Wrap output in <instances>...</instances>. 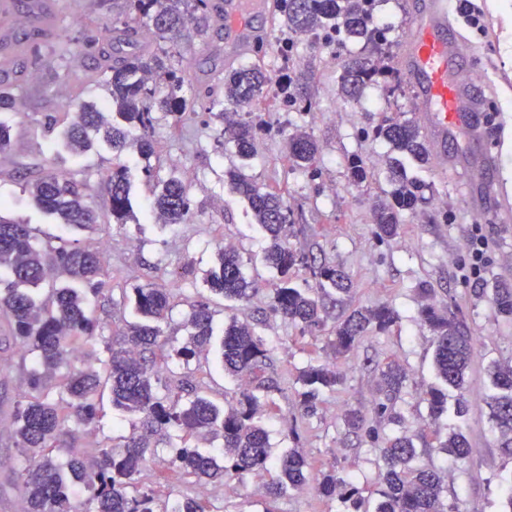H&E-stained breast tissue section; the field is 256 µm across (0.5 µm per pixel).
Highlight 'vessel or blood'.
Instances as JSON below:
<instances>
[{
  "mask_svg": "<svg viewBox=\"0 0 512 512\" xmlns=\"http://www.w3.org/2000/svg\"><path fill=\"white\" fill-rule=\"evenodd\" d=\"M253 16L252 6L236 0L224 12L227 33L246 43L254 28ZM400 55L431 152L447 160L449 139L461 137L468 144L464 161L472 172L480 174L496 166L498 157L486 150L478 120L483 96L465 77L469 55L454 23L453 0H420ZM488 198L500 207L512 206V191L497 182L482 184L479 193L469 194L467 204L479 210Z\"/></svg>",
  "mask_w": 512,
  "mask_h": 512,
  "instance_id": "vessel-or-blood-1",
  "label": "vessel or blood"
}]
</instances>
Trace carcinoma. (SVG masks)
<instances>
[{"mask_svg":"<svg viewBox=\"0 0 512 512\" xmlns=\"http://www.w3.org/2000/svg\"><path fill=\"white\" fill-rule=\"evenodd\" d=\"M123 11L112 14L105 39L112 56L96 74L107 92V110L94 104L72 101L74 111L63 130L66 147L79 156L87 150V129L103 132L105 140L119 151L131 131L139 135L143 156L153 154V138L159 122L170 119L177 126L186 113L195 111V101L186 95L189 79L180 68V41L190 27H206L210 0H124ZM287 31L276 36L282 56L298 52L301 37L320 35L331 41L344 33L380 49L388 44L387 30L374 22L376 0H277ZM143 26L164 39L165 45L146 58L137 51V29ZM377 68L359 58L343 65L341 90L359 102L373 85ZM272 74L259 63L247 62L224 76L222 102L227 108L214 113L222 124L223 138L232 142L238 155L256 153L251 122L239 112L242 106L259 112L293 109L307 112L312 102L300 95L272 102L264 96ZM364 138L383 140L400 156L419 164L428 161V147L419 128L385 114L363 128ZM318 145L311 136L297 131L288 137V169L315 179ZM80 172L63 175L47 169L30 184L29 193L43 211L58 217L67 228H84L99 223L91 205L89 186ZM230 190L244 198L255 223L266 233L267 264L279 274L270 289V312L306 336L322 328L329 315L326 287L339 293L351 291L347 274L332 265L314 266L305 254L290 247L294 234L290 220L288 188L259 184L237 169L226 172ZM392 186L388 197L374 208L376 234L380 238L398 234L404 214L424 199L425 185L407 176L400 160L389 167ZM111 217L125 224L130 216L129 178L124 165H115L108 178ZM152 210L162 224H186L192 212L189 185L174 173L158 182L153 191ZM216 263L207 283L212 293L250 304L263 289L251 281L237 248L217 245ZM307 267L318 283L316 288L291 285L294 270ZM9 271L10 287L0 297V319L10 336L21 346L18 370L23 377L22 395L7 414L24 463L13 469L23 488L22 512H211L208 499L198 494L168 506L157 487L172 480L193 476L203 485H221L235 473L268 472L275 469L272 485L302 489L313 486L318 495L350 503V512H363V490L336 471L314 466L300 448H292L279 460L271 458L269 436L261 424L274 406L268 393L278 389L271 376V348L255 324L236 317L229 319L221 340L224 373L241 387L237 404L224 409L203 394L206 383L187 371L191 363L207 355L213 337L215 311L209 302L191 307L185 319L187 340L173 346L163 336L164 324L176 306V294L168 285L148 282L120 289L118 302L131 301L142 323L128 324L119 337L101 336L107 357L96 358L87 342L100 336V323L87 308L88 295L113 296L108 287L102 253L95 244L72 245L60 237L57 243L39 244L28 224L0 216V269ZM82 284L80 288L57 284L58 275ZM425 303L419 310L421 322L434 336V364L441 381L424 395L432 420L449 412L461 413L468 403L466 376L474 358L467 326L451 310L440 311L430 302L431 289L421 288ZM497 313L512 321V286L492 288ZM399 319L389 305L353 310L334 327L335 354L353 349L360 338L373 330L384 331ZM491 376L496 393L488 405L501 439L502 451L512 456V364L493 365ZM408 372L396 361L378 371L375 404L378 413L392 412L402 400ZM301 416L317 412L321 396L342 384L341 373L330 364L310 365L299 376ZM132 415L130 433L120 443L98 438V421L103 400ZM82 432L87 442L80 448L63 444V436ZM438 444L418 448L414 436L404 430L379 449V500L376 512H446L441 500L444 475L423 462L434 453L463 461L469 443L460 433L444 440L434 432ZM220 442L224 465L200 450L197 443ZM171 454L153 469L148 462L156 448ZM66 462H59L60 453Z\"/></svg>","mask_w":512,"mask_h":512,"instance_id":"cac0c4a2","label":"carcinoma"}]
</instances>
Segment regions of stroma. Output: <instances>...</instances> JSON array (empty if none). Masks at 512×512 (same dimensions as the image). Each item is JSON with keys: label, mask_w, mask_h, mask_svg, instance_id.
Listing matches in <instances>:
<instances>
[{"label": "stroma", "mask_w": 512, "mask_h": 512, "mask_svg": "<svg viewBox=\"0 0 512 512\" xmlns=\"http://www.w3.org/2000/svg\"><path fill=\"white\" fill-rule=\"evenodd\" d=\"M226 0H214L210 26L203 35L183 41L181 66L191 79L200 103H209L224 89V72L231 67V48L224 30ZM414 0H381L375 9L377 25L390 31V42L382 49L387 66L400 68L398 51L412 21ZM485 27L477 32L464 30L470 47L468 72L476 76L484 97L486 138L497 134L496 117L512 113V0H484ZM108 17L93 13L90 0H43L41 17L23 7H15L8 17H0V60L27 56H49L53 47L70 39L81 41L71 72L91 73L108 53L98 37ZM371 50L347 39L327 46L304 40L298 62L291 68L299 84L291 92H303L313 102L311 111L254 112L258 149L242 159L233 148L223 147L222 125L204 115H189L176 127L160 124L151 157L141 156L136 143L121 153H113L102 140L92 142L81 158L72 157L62 147V126L47 129L49 118L60 117L70 96L98 101L103 91L91 86H61L51 70L30 66L13 70L5 78L14 102L13 109L0 111V122L10 128L8 151L0 155V214L27 222L40 238L64 236L86 245L106 242L105 268L117 287L131 288L153 281L164 273L168 284L177 288L178 305L163 326L171 343L181 344L187 336L183 321L192 305L209 298L206 283L215 262L216 245L235 243L248 276L266 284L277 274L264 260L267 240L255 224L247 202L232 193L226 183L227 169L238 166L261 184L284 181L288 184V204L293 212L294 249L313 255L317 262L342 267L352 278L354 292L335 307L325 326L314 335L301 337L298 328L266 314L262 303L225 301L216 316L215 338H222L224 324L235 316L255 323L274 350L279 390L272 398L275 414L265 417L272 458L290 448L305 453L324 466H335L361 488H377L378 458L367 436H392L405 429L418 436L431 429L441 433L455 430L469 442L471 454L462 463L453 458L435 457L436 465L447 468L451 479L443 494L455 512H498L499 475L512 470V457L505 455L499 435L489 419L485 403L493 386L488 368L495 363H512V322L497 315L485 291L494 282L512 284V219L486 204L482 214H472L465 205L472 176L463 164L444 168L436 159L425 165L406 162L410 177L424 184L425 203L406 213L399 234L378 238L372 218L373 204L389 189L386 163L390 147L382 141L363 139L359 131L369 112H385L402 121H417L418 115L408 76L399 81L379 80L358 103L345 99L339 91L344 60L370 57ZM310 134L320 147L319 174L315 180L288 174L285 155L288 136L295 130ZM363 159L368 178L361 185L350 181L349 164ZM57 169L80 171L91 186V204L101 224L92 230L62 228L33 202L26 184L48 164ZM130 167L132 209L125 224L110 223V196L105 187L113 165ZM191 168L195 174L189 190L194 205L190 223L164 225L147 213V204L156 180ZM447 211V220L437 219ZM479 235L489 242L478 276H471L467 241ZM432 288V299L450 308L467 325L475 342V358L470 374L469 403L458 420L432 422L423 399L437 379L433 366L434 345L429 329L422 325L418 310L421 287ZM391 305L400 316L385 331L362 337L346 356L334 354L333 328L352 309ZM397 361L408 370L406 394L396 410L401 422L391 421L374 409L378 366ZM17 347L11 336L0 330V406L10 407L21 391L16 367ZM330 363L343 376L341 385L325 392L315 415L299 417L296 377L309 364ZM355 409L365 418L363 431L354 433L344 425L345 410ZM0 512H20L21 487L9 471L20 464L13 431L0 419ZM267 477L254 473L231 475L222 485L201 489L194 478L165 484L169 501L207 492L212 512H347L346 504L317 495L313 488L284 489L277 496L265 492Z\"/></svg>", "instance_id": "1"}]
</instances>
